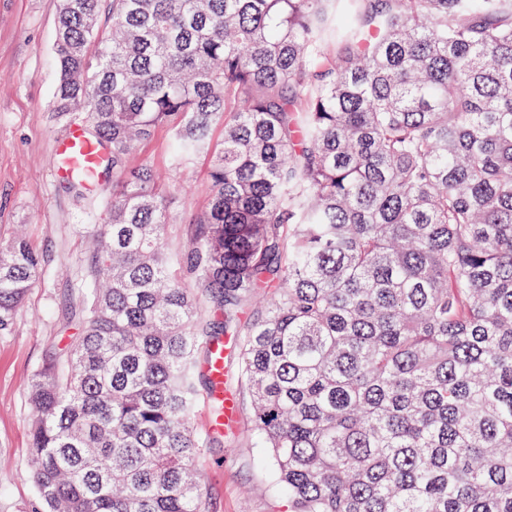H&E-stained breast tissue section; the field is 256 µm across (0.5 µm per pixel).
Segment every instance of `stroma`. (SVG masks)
Wrapping results in <instances>:
<instances>
[{
  "instance_id": "35a3bbf8",
  "label": "stroma",
  "mask_w": 512,
  "mask_h": 512,
  "mask_svg": "<svg viewBox=\"0 0 512 512\" xmlns=\"http://www.w3.org/2000/svg\"><path fill=\"white\" fill-rule=\"evenodd\" d=\"M59 0H0V245L23 231L43 257L38 283L0 335V512H40L32 479L27 383L50 351L81 334L88 242L107 215L88 192L68 190L53 172V147L83 114L52 110L58 66L52 47ZM210 192L207 160L183 172L168 192L176 217L166 248L179 255L193 240ZM255 449L216 443L196 466L206 512H286Z\"/></svg>"
}]
</instances>
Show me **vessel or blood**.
I'll use <instances>...</instances> for the list:
<instances>
[{"mask_svg":"<svg viewBox=\"0 0 512 512\" xmlns=\"http://www.w3.org/2000/svg\"><path fill=\"white\" fill-rule=\"evenodd\" d=\"M55 167L69 179L94 186L104 163L100 145L88 138L81 129H72L68 135L57 141L54 147ZM224 342L216 339L210 344L212 358L209 363L211 386L209 401H223L225 416H233L236 407L233 401L224 397Z\"/></svg>","mask_w":512,"mask_h":512,"instance_id":"vessel-or-blood-1","label":"vessel or blood"}]
</instances>
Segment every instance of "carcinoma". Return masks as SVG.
<instances>
[{
	"instance_id": "carcinoma-1",
	"label": "carcinoma",
	"mask_w": 512,
	"mask_h": 512,
	"mask_svg": "<svg viewBox=\"0 0 512 512\" xmlns=\"http://www.w3.org/2000/svg\"><path fill=\"white\" fill-rule=\"evenodd\" d=\"M53 50L117 180L82 334L27 384L42 512H205L224 439L289 512H512V0H60ZM159 128L166 181L128 166ZM41 264L0 247V334ZM212 314L245 438L192 427ZM210 192L208 162L201 158L181 175L175 187L168 192V204L177 224H170L167 251L179 255L193 240L197 216L204 210Z\"/></svg>"
}]
</instances>
